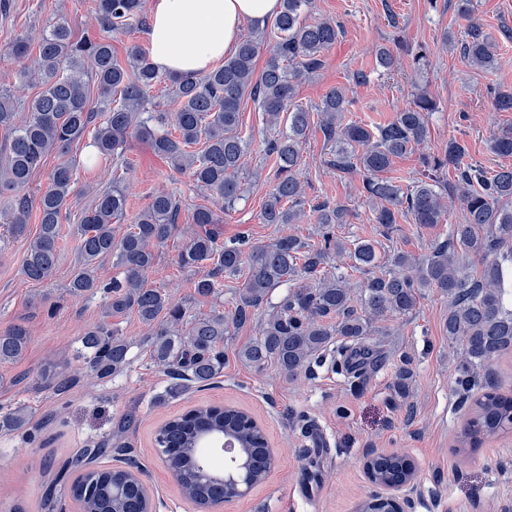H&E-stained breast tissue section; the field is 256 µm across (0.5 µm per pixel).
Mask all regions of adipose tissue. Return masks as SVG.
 Instances as JSON below:
<instances>
[{
    "mask_svg": "<svg viewBox=\"0 0 512 512\" xmlns=\"http://www.w3.org/2000/svg\"><path fill=\"white\" fill-rule=\"evenodd\" d=\"M279 0H151L149 61L162 74H204L234 52L248 20L274 15Z\"/></svg>",
    "mask_w": 512,
    "mask_h": 512,
    "instance_id": "adipose-tissue-1",
    "label": "adipose tissue"
}]
</instances>
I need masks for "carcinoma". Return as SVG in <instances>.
Masks as SVG:
<instances>
[{
  "mask_svg": "<svg viewBox=\"0 0 512 512\" xmlns=\"http://www.w3.org/2000/svg\"><path fill=\"white\" fill-rule=\"evenodd\" d=\"M311 0H280L272 22L256 21L224 63L205 74L162 75L151 66L144 50L131 46L121 63L112 43L104 38H74L61 16L38 36L34 67L24 63L29 36L20 35L8 54L20 62L18 76L34 79L41 91L27 107L23 121L16 118L11 97L0 91V136L7 146L0 163V197L12 207L9 220L16 237L29 238L21 270L30 281L53 276L59 258L63 211L75 183V162L61 161L50 173L38 202L39 228L28 237L26 190L34 174L51 154L65 156L94 126L86 164L123 157L127 138L148 140L155 154L189 175L197 187L216 200V208L195 207L189 217L204 232L192 233L178 254L183 267L205 262L212 268L194 283L195 293L209 296L221 287L219 277L246 271L243 287L231 315L215 311L186 318L185 309L157 288L147 286L146 274L155 264L154 247L165 244L178 230L179 204L164 191L155 193L123 233L118 223L127 212L126 187L118 180L98 191L80 213L77 225L79 268L68 285L73 298L100 296L106 314L136 311L152 329L153 363L164 367L181 389L182 382L207 385L224 369V336L228 327L252 321L269 292L280 286L288 294L262 319L260 336L244 348L241 357L257 367L274 364L290 376L297 375L342 338L337 354L352 352L355 365L342 359L336 368L355 378L364 376L378 355L373 323L413 312L423 291L435 288L448 297L444 327L448 339L458 344L455 391L462 403L472 401L471 417L458 436L459 450L478 448L486 440L512 432V397L487 384L489 364L512 352V168L489 174L468 160L467 147L448 140V149L424 155L425 177L404 187L384 176L396 158L411 154L426 140L436 102L424 89L413 95L409 107L385 125L370 127L343 122L352 101L345 89L328 91L320 104L309 109L296 103L298 84L322 65V55L339 38L341 28L325 19H303ZM459 15L468 21L460 42V55L468 64L487 72L497 69L498 44L475 18L474 0H458ZM96 21L106 31L145 25L144 0H98ZM267 60L255 73L261 52ZM100 94L91 107L87 85ZM169 85L170 110L151 108V92ZM258 102L266 125L276 136L267 140L266 152L275 158L276 182L261 210L263 224H299L305 219L319 225L320 243L307 246L298 237H279L269 243L220 240L221 213L234 207L246 191L241 181L248 143L241 133L244 100ZM321 116L324 138L332 144L330 164L341 174L362 176L363 195L371 205V221L387 233L398 216L413 223L434 226L448 212V185L440 176L451 172L464 211V223L449 226L448 237L431 245L419 258L395 253L389 267L371 241L353 244V268L365 274L358 299L351 296L349 279L338 272L325 274V266L346 245L335 236L338 224L350 223L351 211L326 202L306 207L301 180L300 153L312 112ZM493 153L512 156V128L493 134ZM112 259L119 275L103 279L97 263ZM29 343L26 325L16 323L0 332V363L20 359ZM79 351L89 371L99 380L112 377L129 364L130 344L106 322L88 328ZM412 378L410 360L404 358L396 373L394 391L404 396ZM140 422L137 408L126 411L112 427V437L85 449L68 467L77 472L70 485L81 512H152L150 498L142 494L144 470L87 467L86 460L130 448L127 438ZM28 413L23 408L0 415V432L23 429ZM208 424L234 431L239 447L255 460L245 484L262 481L270 468L266 438L261 428L245 423L232 408L201 407L163 426L156 436L167 467L180 474L183 496L196 507L219 504L238 496L235 485L212 480L201 471L192 447V429ZM365 469L377 487L396 486L412 475L405 455L371 458Z\"/></svg>",
  "mask_w": 512,
  "mask_h": 512,
  "instance_id": "cac0c4a2",
  "label": "carcinoma"
}]
</instances>
